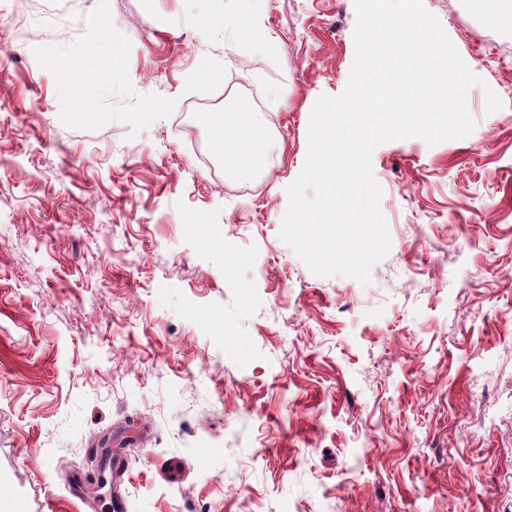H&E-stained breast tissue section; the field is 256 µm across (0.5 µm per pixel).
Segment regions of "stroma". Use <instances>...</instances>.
Returning <instances> with one entry per match:
<instances>
[{
	"instance_id": "obj_1",
	"label": "stroma",
	"mask_w": 512,
	"mask_h": 512,
	"mask_svg": "<svg viewBox=\"0 0 512 512\" xmlns=\"http://www.w3.org/2000/svg\"><path fill=\"white\" fill-rule=\"evenodd\" d=\"M423 5L475 128L374 150L364 284L279 235L355 0H0V512H91L97 446L127 512H512V28ZM239 107L270 152L234 178ZM212 131L213 149L224 158L228 173L241 176L266 161L267 133L254 122L247 110L216 115L212 121Z\"/></svg>"
}]
</instances>
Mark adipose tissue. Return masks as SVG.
<instances>
[{
  "instance_id": "ef3b65f1",
  "label": "adipose tissue",
  "mask_w": 512,
  "mask_h": 512,
  "mask_svg": "<svg viewBox=\"0 0 512 512\" xmlns=\"http://www.w3.org/2000/svg\"><path fill=\"white\" fill-rule=\"evenodd\" d=\"M212 131L213 149L223 158L228 173L240 176L266 161L267 133L247 110L216 115Z\"/></svg>"
}]
</instances>
